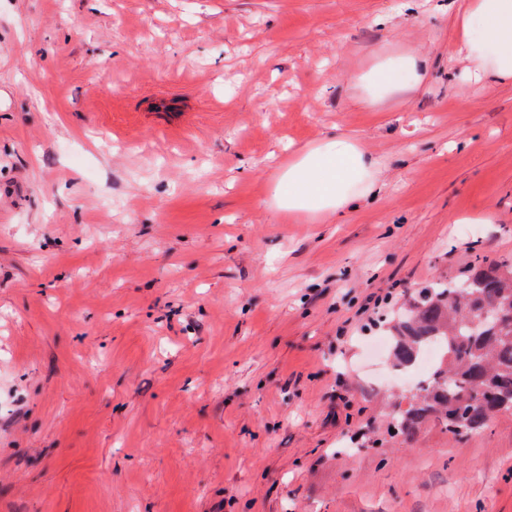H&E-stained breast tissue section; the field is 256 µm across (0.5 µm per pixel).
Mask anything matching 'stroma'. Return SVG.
Instances as JSON below:
<instances>
[{
	"instance_id": "stroma-1",
	"label": "stroma",
	"mask_w": 512,
	"mask_h": 512,
	"mask_svg": "<svg viewBox=\"0 0 512 512\" xmlns=\"http://www.w3.org/2000/svg\"><path fill=\"white\" fill-rule=\"evenodd\" d=\"M403 2L0 0V512H512V412L390 438L429 371L366 349L407 289L512 263V85ZM409 50L423 84L359 105ZM332 129L383 190L274 217ZM427 68L423 57L406 52L397 57H381L368 71L352 81L360 88V100L368 108H378L392 98L410 96L424 82Z\"/></svg>"
}]
</instances>
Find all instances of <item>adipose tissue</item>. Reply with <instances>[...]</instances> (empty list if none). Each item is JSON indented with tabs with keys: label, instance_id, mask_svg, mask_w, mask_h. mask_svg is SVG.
I'll return each mask as SVG.
<instances>
[{
	"label": "adipose tissue",
	"instance_id": "adipose-tissue-1",
	"mask_svg": "<svg viewBox=\"0 0 512 512\" xmlns=\"http://www.w3.org/2000/svg\"><path fill=\"white\" fill-rule=\"evenodd\" d=\"M457 56L465 63L462 80L492 78L512 83V0H454ZM423 57L407 52L380 58L354 75L361 102L379 107L410 96L424 82ZM380 164L369 158L359 138L330 131L294 151L274 182L269 210L278 217L308 214L340 220L381 189Z\"/></svg>",
	"mask_w": 512,
	"mask_h": 512
}]
</instances>
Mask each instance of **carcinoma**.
<instances>
[{"label": "carcinoma", "instance_id": "1", "mask_svg": "<svg viewBox=\"0 0 512 512\" xmlns=\"http://www.w3.org/2000/svg\"><path fill=\"white\" fill-rule=\"evenodd\" d=\"M462 282L465 294L446 283L421 289L410 316L395 327L393 354L408 367L426 341L436 337L443 359L431 374L423 394L405 413L395 415L394 436L411 439L429 417L449 436L478 434L506 409L512 410V327L494 332L476 323L484 310H502L512 321V265L476 255ZM509 406L501 408V403ZM463 411L464 430L448 428V415Z\"/></svg>", "mask_w": 512, "mask_h": 512}]
</instances>
